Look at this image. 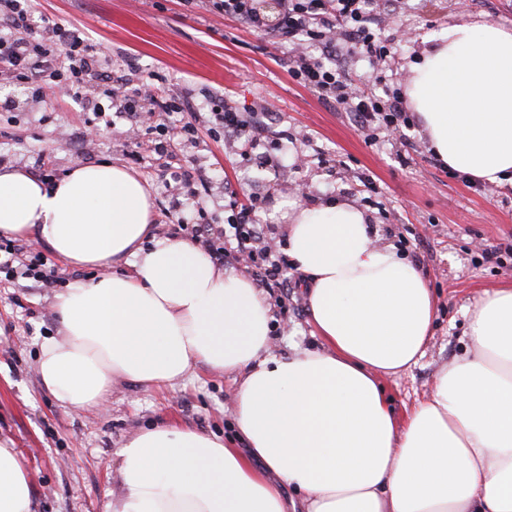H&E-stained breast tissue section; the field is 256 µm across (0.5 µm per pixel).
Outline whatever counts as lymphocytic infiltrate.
Segmentation results:
<instances>
[{
    "label": "lymphocytic infiltrate",
    "instance_id": "1",
    "mask_svg": "<svg viewBox=\"0 0 512 512\" xmlns=\"http://www.w3.org/2000/svg\"><path fill=\"white\" fill-rule=\"evenodd\" d=\"M283 14L272 37L290 45L293 52L288 69L291 77L325 101L333 100L350 112L363 130L396 129L410 126L400 92L382 96L370 94L349 83L340 65L341 42L351 43L369 64L385 60L386 40L379 35L381 20L368 11L367 0H282ZM0 75L26 84L29 103L53 110L72 100L98 122L111 125L108 107L122 110L138 131L150 134L155 155L166 157L174 143L194 137L198 116L190 93L162 98L157 105L163 112H183L187 119L177 133L162 130L160 122L150 121L144 107L128 92L124 76L105 66L102 48L59 23L35 25L30 8L21 0H0ZM210 120L224 133L233 135L248 156L263 146V124L247 121L228 102L211 108ZM225 228L196 224L192 239L201 241L211 256L222 263L246 262L258 286L287 292L288 261L266 239L265 227L256 215V200H232Z\"/></svg>",
    "mask_w": 512,
    "mask_h": 512
}]
</instances>
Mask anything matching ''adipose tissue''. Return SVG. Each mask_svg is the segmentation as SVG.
Wrapping results in <instances>:
<instances>
[{"mask_svg":"<svg viewBox=\"0 0 512 512\" xmlns=\"http://www.w3.org/2000/svg\"><path fill=\"white\" fill-rule=\"evenodd\" d=\"M429 146L454 171L512 184V28L458 23L430 37L406 86ZM0 236L35 237L98 270L55 293L41 383L67 411L105 407L116 381L159 389L194 366L234 377L237 438L160 424L118 451L107 512H512V286L485 292L470 346L397 415L381 377L424 355L436 301L345 201L294 206L285 250L306 281L319 346L272 352L271 305L202 248L161 237L145 185L123 166L45 182L0 172ZM0 512H34L29 471L0 442Z\"/></svg>","mask_w":512,"mask_h":512,"instance_id":"1","label":"adipose tissue"}]
</instances>
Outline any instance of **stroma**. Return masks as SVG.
Returning <instances> with one entry per match:
<instances>
[{
	"label": "stroma",
	"mask_w": 512,
	"mask_h": 512,
	"mask_svg": "<svg viewBox=\"0 0 512 512\" xmlns=\"http://www.w3.org/2000/svg\"><path fill=\"white\" fill-rule=\"evenodd\" d=\"M35 18L78 28L102 47L110 67L134 88L190 89L199 115L196 139L182 142L173 166L203 169L210 191L194 198L160 171L148 148H133L128 123L100 127L92 147L80 144L87 113L75 103L55 112L25 105L23 88L0 80V167H20L40 179L104 160L120 163L149 192L158 235L174 226L164 213L179 201L185 224L223 222L228 191L258 197L259 223L284 242V202L318 204L345 198L367 215L377 240L394 244L427 276L436 299L432 337L418 363L382 379L397 413L431 392L438 370L468 345L467 311L487 290L512 285V186L469 187L464 176L429 151L419 126L369 139L335 103L288 73L289 46L240 22L190 7L187 0H34ZM382 35L392 41L384 67L346 59L350 80L378 93L405 88L424 37L457 22L512 27V0H387ZM18 102L6 111L5 100ZM230 100L240 112L266 107L269 152L241 157L234 139L212 133V103ZM47 166H39L38 157ZM501 246L500 263L480 259L476 242ZM53 287L0 274V441H12L30 472L35 512H105L118 491L117 451L134 432L175 423L233 437L232 377L198 366L174 386L145 390L117 383L105 408L64 412L42 388L39 343L53 335ZM301 273H294L285 305L274 308L273 351L287 356L317 344Z\"/></svg>",
	"instance_id": "stroma-1"
}]
</instances>
